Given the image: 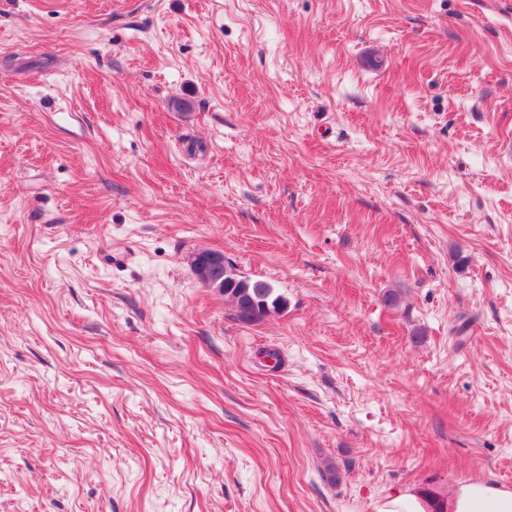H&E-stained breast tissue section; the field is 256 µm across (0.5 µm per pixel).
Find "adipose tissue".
Listing matches in <instances>:
<instances>
[{"label": "adipose tissue", "instance_id": "obj_1", "mask_svg": "<svg viewBox=\"0 0 512 512\" xmlns=\"http://www.w3.org/2000/svg\"><path fill=\"white\" fill-rule=\"evenodd\" d=\"M376 512H512V491L480 481H458L441 490L397 486Z\"/></svg>", "mask_w": 512, "mask_h": 512}]
</instances>
